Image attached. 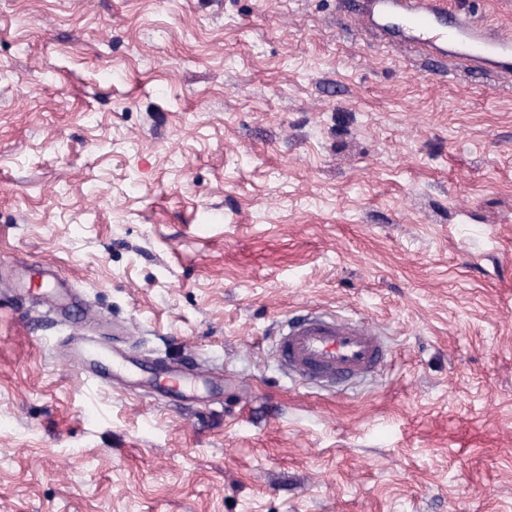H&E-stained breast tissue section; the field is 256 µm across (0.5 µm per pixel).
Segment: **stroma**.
Returning a JSON list of instances; mask_svg holds the SVG:
<instances>
[{
  "mask_svg": "<svg viewBox=\"0 0 512 512\" xmlns=\"http://www.w3.org/2000/svg\"><path fill=\"white\" fill-rule=\"evenodd\" d=\"M301 310L388 369L290 380ZM0 512H512V84L340 0H0ZM73 349L78 357L77 364L85 376L101 383L112 380L114 370L125 369L122 358L115 355L112 343L92 339L77 342Z\"/></svg>",
  "mask_w": 512,
  "mask_h": 512,
  "instance_id": "35a3bbf8",
  "label": "stroma"
}]
</instances>
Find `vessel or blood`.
Instances as JSON below:
<instances>
[{
    "instance_id": "1",
    "label": "vessel or blood",
    "mask_w": 512,
    "mask_h": 512,
    "mask_svg": "<svg viewBox=\"0 0 512 512\" xmlns=\"http://www.w3.org/2000/svg\"><path fill=\"white\" fill-rule=\"evenodd\" d=\"M357 28L398 50L435 55L449 71L477 70L512 84V28L478 21L445 0H352ZM74 351L85 376L105 383L125 364L111 343L85 339ZM389 352L375 330L345 317L308 312L286 320L277 340L290 375L331 385L379 372Z\"/></svg>"
}]
</instances>
